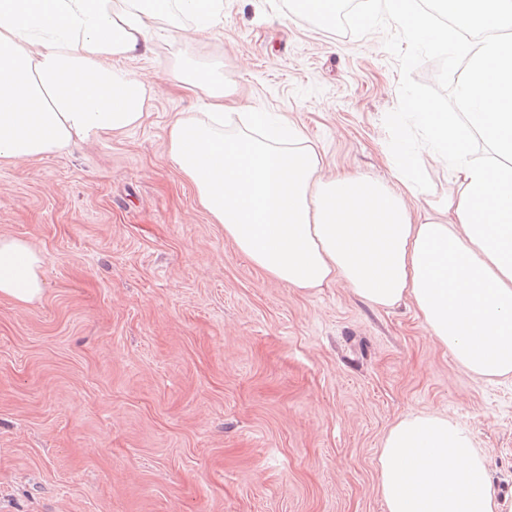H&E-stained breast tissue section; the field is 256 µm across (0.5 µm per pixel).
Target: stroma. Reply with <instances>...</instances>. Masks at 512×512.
Listing matches in <instances>:
<instances>
[{
  "label": "stroma",
  "mask_w": 512,
  "mask_h": 512,
  "mask_svg": "<svg viewBox=\"0 0 512 512\" xmlns=\"http://www.w3.org/2000/svg\"><path fill=\"white\" fill-rule=\"evenodd\" d=\"M374 3L331 27L289 0H224L212 33L157 20L118 65H220L230 111L287 113L328 176L394 183L407 140L418 210L450 173L397 101L461 110L462 71ZM205 109L172 80L138 126L0 161V236L40 253L45 281L34 302L0 297V512H386L381 441L410 413L466 424L511 492L512 378L460 368L411 302L302 291L251 263L168 157L174 118Z\"/></svg>",
  "instance_id": "1"
}]
</instances>
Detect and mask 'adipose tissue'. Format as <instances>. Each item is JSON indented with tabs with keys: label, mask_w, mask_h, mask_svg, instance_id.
<instances>
[{
	"label": "adipose tissue",
	"mask_w": 512,
	"mask_h": 512,
	"mask_svg": "<svg viewBox=\"0 0 512 512\" xmlns=\"http://www.w3.org/2000/svg\"><path fill=\"white\" fill-rule=\"evenodd\" d=\"M418 42L444 45L462 67L466 109L443 111L403 99L439 152L454 187L443 204L413 212L419 187L406 171L395 184L328 177L284 112H241L224 127L218 67L183 64L175 77L212 101L209 120L180 114L169 157L200 205L254 265L293 288L343 279L363 300L390 307L411 299L431 335L466 370L512 377V0H446L459 26L480 41L449 42L411 0H387ZM224 0H0V160L61 151L143 119L152 84L111 66L147 50L152 23L191 21L211 31ZM492 156L467 159L470 134ZM42 257L24 240L0 237V296H41ZM387 512H512L491 488L471 430L438 414H412L386 432L378 457Z\"/></svg>",
	"instance_id": "adipose-tissue-1"
}]
</instances>
